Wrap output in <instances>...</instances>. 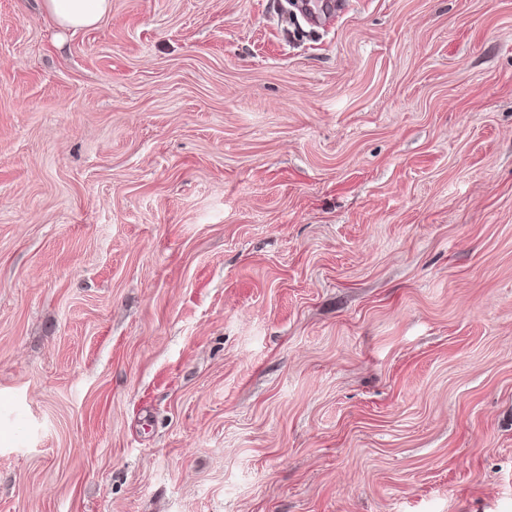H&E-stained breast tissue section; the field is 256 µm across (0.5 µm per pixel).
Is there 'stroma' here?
<instances>
[{
    "label": "stroma",
    "mask_w": 512,
    "mask_h": 512,
    "mask_svg": "<svg viewBox=\"0 0 512 512\" xmlns=\"http://www.w3.org/2000/svg\"><path fill=\"white\" fill-rule=\"evenodd\" d=\"M0 0V512H512V0ZM111 0H43V9L62 29L96 26L107 16Z\"/></svg>",
    "instance_id": "1"
}]
</instances>
